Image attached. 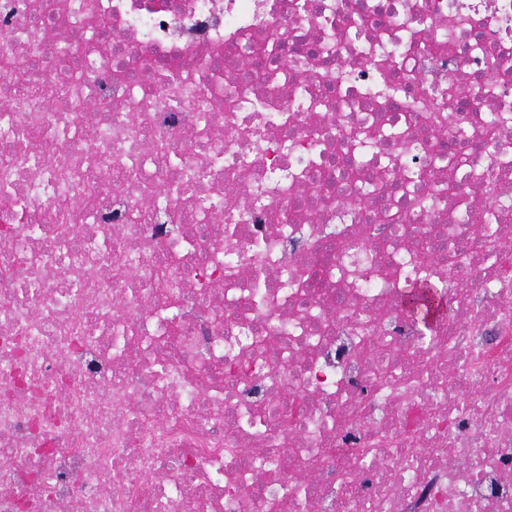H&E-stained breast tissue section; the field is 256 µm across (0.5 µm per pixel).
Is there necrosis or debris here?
Returning a JSON list of instances; mask_svg holds the SVG:
<instances>
[{
	"label": "necrosis or debris",
	"mask_w": 512,
	"mask_h": 512,
	"mask_svg": "<svg viewBox=\"0 0 512 512\" xmlns=\"http://www.w3.org/2000/svg\"><path fill=\"white\" fill-rule=\"evenodd\" d=\"M507 117L512 0H0V512H512ZM443 289V285L436 282L410 284L403 293L402 306L408 313L424 320V302L429 301L433 297L440 299L442 302L446 301V313H448V301L445 299Z\"/></svg>",
	"instance_id": "obj_1"
}]
</instances>
